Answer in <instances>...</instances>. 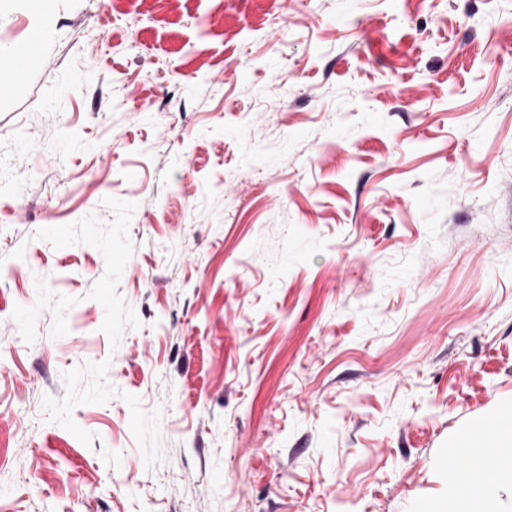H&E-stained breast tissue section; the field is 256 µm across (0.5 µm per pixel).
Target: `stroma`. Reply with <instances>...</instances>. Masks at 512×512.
Instances as JSON below:
<instances>
[{
  "label": "stroma",
  "instance_id": "1",
  "mask_svg": "<svg viewBox=\"0 0 512 512\" xmlns=\"http://www.w3.org/2000/svg\"><path fill=\"white\" fill-rule=\"evenodd\" d=\"M45 37L36 52L32 31ZM0 512H433L512 408V0H0ZM135 202L111 347L87 245ZM120 398L49 422L64 372Z\"/></svg>",
  "mask_w": 512,
  "mask_h": 512
}]
</instances>
